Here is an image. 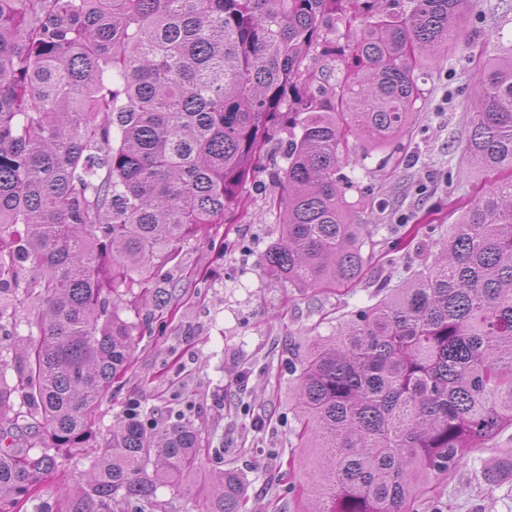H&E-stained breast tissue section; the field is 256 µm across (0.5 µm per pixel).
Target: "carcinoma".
<instances>
[{
  "mask_svg": "<svg viewBox=\"0 0 512 512\" xmlns=\"http://www.w3.org/2000/svg\"><path fill=\"white\" fill-rule=\"evenodd\" d=\"M477 0H0V512H154L200 463L202 428L96 410L163 268L277 170L262 257L294 288L347 286L367 239L340 176L349 138L406 135L426 65ZM336 62L315 70L318 57ZM288 111L287 166L271 130ZM464 158L508 173L441 255L314 346L298 377L308 512H415L470 448L512 427V53L481 73ZM27 328V334L20 328ZM12 372V382L5 374ZM84 454L73 487L47 488ZM204 512H242L213 449Z\"/></svg>",
  "mask_w": 512,
  "mask_h": 512,
  "instance_id": "cac0c4a2",
  "label": "carcinoma"
}]
</instances>
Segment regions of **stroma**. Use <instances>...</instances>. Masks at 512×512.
<instances>
[{
  "instance_id": "1",
  "label": "stroma",
  "mask_w": 512,
  "mask_h": 512,
  "mask_svg": "<svg viewBox=\"0 0 512 512\" xmlns=\"http://www.w3.org/2000/svg\"><path fill=\"white\" fill-rule=\"evenodd\" d=\"M462 27L470 44L450 48L431 68L409 133L382 150L351 146L364 161L342 169L355 184L347 198L375 242L362 280L352 288L302 291L270 276L261 257L280 236L270 199L283 187L269 170L251 173L240 187L246 214L226 211L223 223L186 241L165 267L173 315L136 337L128 372L100 405V428L133 403L161 422L169 410L184 411L212 447H223L225 466L239 471L250 512L307 499L306 482L285 469L289 457L305 456L294 434L295 387L311 346L432 264L452 225L494 180L463 155L479 76L512 49V0H480ZM507 456L511 427L469 449L418 512H512V478L491 482L484 475ZM210 468L202 461L181 492L159 488L158 512H201L199 491Z\"/></svg>"
}]
</instances>
